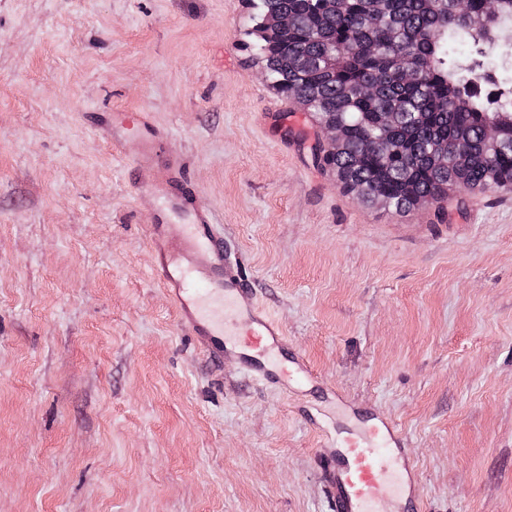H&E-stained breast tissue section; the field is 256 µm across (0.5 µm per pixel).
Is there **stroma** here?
Returning a JSON list of instances; mask_svg holds the SVG:
<instances>
[{"label":"stroma","instance_id":"35a3bbf8","mask_svg":"<svg viewBox=\"0 0 512 512\" xmlns=\"http://www.w3.org/2000/svg\"><path fill=\"white\" fill-rule=\"evenodd\" d=\"M251 0H0V512H330L333 392L403 431L422 512H512V189L405 213L314 159ZM146 110L318 390L207 358L152 272Z\"/></svg>","mask_w":512,"mask_h":512}]
</instances>
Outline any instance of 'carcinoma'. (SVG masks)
<instances>
[{"label":"carcinoma","instance_id":"obj_1","mask_svg":"<svg viewBox=\"0 0 512 512\" xmlns=\"http://www.w3.org/2000/svg\"><path fill=\"white\" fill-rule=\"evenodd\" d=\"M256 18L286 14L288 40L258 46L257 59L272 86L296 99L318 123L347 125L348 135L325 164L342 187L369 203L382 200L402 212L412 195L433 202L450 191L512 188V88L483 94L489 81L482 58L512 48V0L480 24L485 0H258ZM412 50L420 68L411 84L395 74V48ZM366 84L375 86L370 97ZM388 112V137L403 153L386 156L375 131ZM497 119L503 134L494 146L485 126ZM458 148L463 167L436 163L435 153Z\"/></svg>","mask_w":512,"mask_h":512}]
</instances>
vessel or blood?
I'll return each instance as SVG.
<instances>
[{"instance_id": "1", "label": "vessel or blood", "mask_w": 512, "mask_h": 512, "mask_svg": "<svg viewBox=\"0 0 512 512\" xmlns=\"http://www.w3.org/2000/svg\"><path fill=\"white\" fill-rule=\"evenodd\" d=\"M98 128L112 141L136 133L135 164L149 171L140 193L157 204L148 243L153 268L174 302L179 324L207 354L237 348L247 374L265 386L300 390L317 378L289 347L280 326L257 303L239 261L229 260L212 213L186 188L182 157L166 153L165 132L151 113L115 112ZM336 433L321 452V475L332 512H419L416 470L402 430L376 410L353 407L335 393Z\"/></svg>"}]
</instances>
